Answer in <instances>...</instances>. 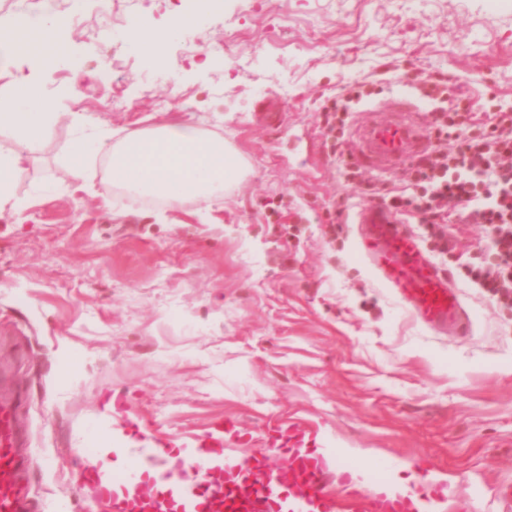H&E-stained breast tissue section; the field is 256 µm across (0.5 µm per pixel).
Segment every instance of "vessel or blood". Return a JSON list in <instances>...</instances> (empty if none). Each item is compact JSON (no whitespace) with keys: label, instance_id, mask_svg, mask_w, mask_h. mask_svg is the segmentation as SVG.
Wrapping results in <instances>:
<instances>
[{"label":"vessel or blood","instance_id":"1","mask_svg":"<svg viewBox=\"0 0 512 512\" xmlns=\"http://www.w3.org/2000/svg\"><path fill=\"white\" fill-rule=\"evenodd\" d=\"M405 104L392 118L369 127L356 159L373 170L398 164L427 139L407 121ZM367 249L382 282L424 324L459 322L460 302L427 260L420 242L383 207L361 209ZM259 442L261 449L236 458V448ZM21 438L11 413L0 406V512H29L22 485ZM334 453L317 449L304 425L266 423L260 434L244 433L231 417L212 424L202 447L155 444L131 454L124 471L109 477L98 470L86 478L111 512H432L448 497L446 483L434 480L436 463L423 458L418 494L380 489L372 482L349 487L333 483Z\"/></svg>","mask_w":512,"mask_h":512}]
</instances>
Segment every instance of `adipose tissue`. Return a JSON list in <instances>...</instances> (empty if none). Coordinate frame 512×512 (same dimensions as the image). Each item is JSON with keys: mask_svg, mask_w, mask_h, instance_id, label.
Instances as JSON below:
<instances>
[{"mask_svg": "<svg viewBox=\"0 0 512 512\" xmlns=\"http://www.w3.org/2000/svg\"><path fill=\"white\" fill-rule=\"evenodd\" d=\"M70 38L65 20L50 14L0 30L1 41L9 43L32 69L47 75ZM59 118L53 101L24 77L16 84L11 102L0 104V131H10L31 146L40 144ZM101 159L106 160L108 171L103 179L97 169ZM26 161L23 154L0 150V216L23 208L15 183ZM246 169L244 159L223 136L193 123L134 129L113 142L106 131L94 130L78 137L68 149V177L97 188L105 201L123 193L168 206L190 201L209 208Z\"/></svg>", "mask_w": 512, "mask_h": 512, "instance_id": "ef3b65f1", "label": "adipose tissue"}]
</instances>
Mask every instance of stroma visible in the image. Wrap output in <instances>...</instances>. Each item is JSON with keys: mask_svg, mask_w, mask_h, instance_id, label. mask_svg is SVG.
<instances>
[{"mask_svg": "<svg viewBox=\"0 0 512 512\" xmlns=\"http://www.w3.org/2000/svg\"><path fill=\"white\" fill-rule=\"evenodd\" d=\"M185 0H0V23L52 8L72 33L43 83L54 123L16 181L28 207L0 219V401L16 408L34 512H105L82 470L111 469L136 445L125 418L195 447L231 416L309 425L324 448L390 462L406 491L434 459L448 512H504L512 490V308L464 280L486 258L479 224L453 228L456 248L428 257L457 289L473 333L421 324L372 272L355 223L329 224L328 203L357 185L336 170L317 122L320 98L385 72L357 109L347 144L400 100L426 127L412 85L450 73L470 94L512 106V9L485 0H213L152 59L111 36L136 20L167 26ZM111 70L103 82V70ZM195 122L246 160L211 218L187 202L77 189L65 158L80 126L124 130ZM281 197L299 231L267 221ZM82 354L70 369L73 351ZM95 456L79 459L82 448Z\"/></svg>", "mask_w": 512, "mask_h": 512, "instance_id": "stroma-1", "label": "stroma"}]
</instances>
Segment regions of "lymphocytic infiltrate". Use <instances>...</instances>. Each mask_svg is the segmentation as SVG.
Returning <instances> with one entry per match:
<instances>
[{
  "instance_id": "f902f5d3",
  "label": "lymphocytic infiltrate",
  "mask_w": 512,
  "mask_h": 512,
  "mask_svg": "<svg viewBox=\"0 0 512 512\" xmlns=\"http://www.w3.org/2000/svg\"><path fill=\"white\" fill-rule=\"evenodd\" d=\"M432 106L428 137L432 150L407 169L402 185L363 178L345 150V133L356 106L371 94L356 84L319 107L325 145L346 180L376 199L402 223L426 225L440 252L453 248L452 224L483 225L489 238V261L465 266L464 276L512 304V108L493 94L480 97L459 91L454 77L438 74L421 81Z\"/></svg>"
}]
</instances>
